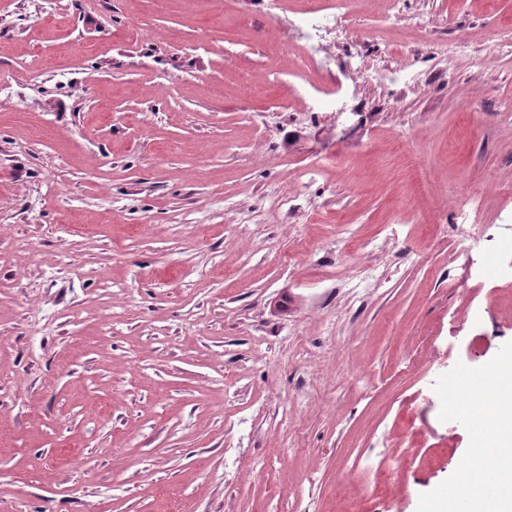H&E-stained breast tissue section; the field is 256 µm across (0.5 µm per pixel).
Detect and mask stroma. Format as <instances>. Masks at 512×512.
<instances>
[{"mask_svg":"<svg viewBox=\"0 0 512 512\" xmlns=\"http://www.w3.org/2000/svg\"><path fill=\"white\" fill-rule=\"evenodd\" d=\"M283 2L0 0V512H374L397 452L391 512H417L460 463L434 384L512 341V279L478 273L512 225V57L439 49L512 39V0H347L321 71ZM325 87L359 115L296 123ZM326 155L336 223L282 221L270 192ZM443 54L448 59L464 56L467 57L471 67L474 68L475 72H480L488 63L487 57L477 56L471 51L470 42L467 37L459 36L448 42V45L442 50Z\"/></svg>","mask_w":512,"mask_h":512,"instance_id":"1","label":"stroma"}]
</instances>
